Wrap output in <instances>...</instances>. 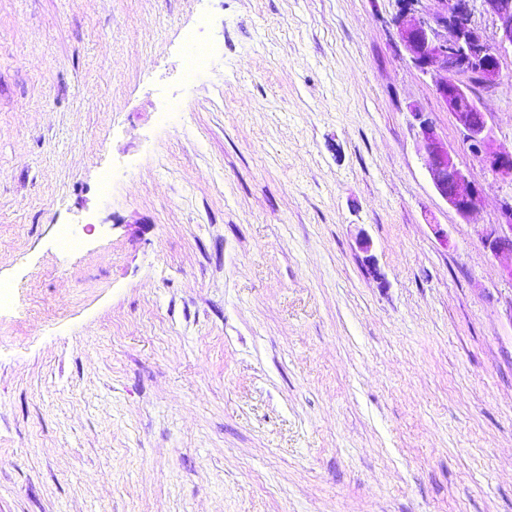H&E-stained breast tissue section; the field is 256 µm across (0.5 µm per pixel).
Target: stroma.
<instances>
[{
    "label": "stroma",
    "instance_id": "stroma-1",
    "mask_svg": "<svg viewBox=\"0 0 512 512\" xmlns=\"http://www.w3.org/2000/svg\"><path fill=\"white\" fill-rule=\"evenodd\" d=\"M397 11L0 0V512H512V283L479 236L512 183ZM468 88L511 152L512 53ZM410 114L417 123L419 150L434 189L459 217L467 220L482 206L481 189L458 162L455 152L439 137L433 122L424 119L422 112L411 111Z\"/></svg>",
    "mask_w": 512,
    "mask_h": 512
}]
</instances>
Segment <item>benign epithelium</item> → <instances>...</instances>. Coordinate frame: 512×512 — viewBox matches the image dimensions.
I'll use <instances>...</instances> for the list:
<instances>
[{
  "label": "benign epithelium",
  "instance_id": "7a95c632",
  "mask_svg": "<svg viewBox=\"0 0 512 512\" xmlns=\"http://www.w3.org/2000/svg\"><path fill=\"white\" fill-rule=\"evenodd\" d=\"M421 2L398 0L395 26L401 44L421 72L447 74L436 81L435 93L462 127L467 148L493 173L512 181V152L495 148L486 114L467 86L456 80L465 75L486 86L498 84L501 55L512 51V0H479L492 20L491 38L473 22V0H436L439 7L432 14L423 12ZM411 116L434 189L459 217L470 218L482 206L481 189L439 137L433 122L417 111ZM482 243L500 261L502 275L512 282V198L502 201L500 221L485 225Z\"/></svg>",
  "mask_w": 512,
  "mask_h": 512
}]
</instances>
